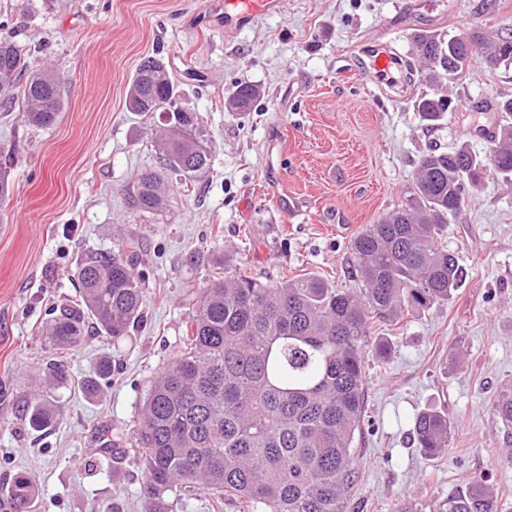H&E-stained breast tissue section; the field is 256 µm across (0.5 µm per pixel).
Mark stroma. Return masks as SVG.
<instances>
[{"instance_id":"stroma-1","label":"stroma","mask_w":512,"mask_h":512,"mask_svg":"<svg viewBox=\"0 0 512 512\" xmlns=\"http://www.w3.org/2000/svg\"><path fill=\"white\" fill-rule=\"evenodd\" d=\"M216 0H0V37L68 79L65 109L51 127L0 108V159L11 170L0 203V490L16 473L36 485L39 512H144L143 474L119 445L111 464L90 467L102 429L127 434L153 377L179 352L189 296L205 272L188 251L221 245L262 280L315 273L352 283L349 246L365 225L392 211L418 158L464 144L489 152L471 128L500 126L497 104L512 99V62L474 63L450 85L456 110L428 130L414 94L367 106L352 69L361 47L385 37L402 56L412 33L512 29V0H284L281 14L227 34L205 24ZM163 59L179 103L200 113L212 165L195 185H171L164 212L132 209L126 191L157 166L160 117L127 112L140 62ZM260 86L247 112L227 111L237 83ZM278 156L268 168L270 156ZM300 206L280 219L275 191ZM141 241L144 323L119 343L88 329L57 355L43 332L50 307L76 296L71 274L90 249ZM441 242L467 276L448 301L376 324L387 358L365 356L366 417L356 437L358 477L347 512H440L448 493L487 477L499 512H512V460L490 404L512 382V181L488 173L449 217ZM62 357L69 380L47 383ZM112 376L92 397L77 382L103 358ZM43 392L56 422L34 430L24 400ZM447 414L448 447L424 456L413 442L416 415Z\"/></svg>"}]
</instances>
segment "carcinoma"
<instances>
[{
    "mask_svg": "<svg viewBox=\"0 0 512 512\" xmlns=\"http://www.w3.org/2000/svg\"><path fill=\"white\" fill-rule=\"evenodd\" d=\"M419 81L429 91L414 102L427 127L455 110L448 84L470 71L476 57L489 71L512 61V34L479 31L412 36ZM66 76L38 68L12 40L0 38V105L22 104L35 128L55 124L64 109ZM261 90L236 85L227 108L245 112ZM168 107L167 129L155 142L162 167L143 173L129 191L134 208L161 211L171 176L192 184L211 165L201 139L202 117L177 103L175 83L162 60L139 64L126 108L144 118ZM512 179V122L499 128L492 151L480 155L460 145L420 156L398 207L369 224L352 241L356 286L337 288L315 274L279 284L248 275L229 254L191 251L187 263L207 271L193 291L187 336L179 355L154 378L133 420L146 512H186L199 491L214 500L232 496L245 512H346L356 474L353 445L365 413V354L384 358L389 347L371 342L372 325L396 321L405 308H425L448 299L464 269L439 241L448 217L464 206L488 169ZM139 239L129 235L115 251L90 250L75 272L76 302L50 313L49 344L65 351L82 344L89 325L117 343L142 318L144 282L134 273ZM109 363L83 383L99 389ZM502 443L512 448V382L491 405ZM33 429L55 421L47 400H27ZM417 447L434 456L448 447V415L419 413ZM38 492L24 474L7 488L10 512H35ZM442 512H497L484 478L448 495Z\"/></svg>",
    "mask_w": 512,
    "mask_h": 512,
    "instance_id": "1",
    "label": "carcinoma"
}]
</instances>
